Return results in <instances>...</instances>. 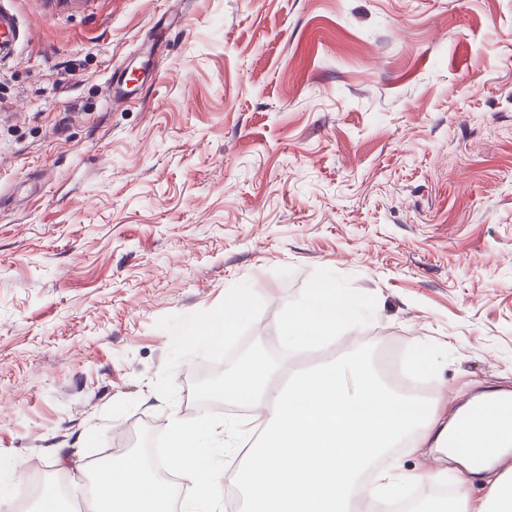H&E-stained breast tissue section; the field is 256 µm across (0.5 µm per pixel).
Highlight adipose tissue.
<instances>
[{"instance_id": "obj_1", "label": "adipose tissue", "mask_w": 512, "mask_h": 512, "mask_svg": "<svg viewBox=\"0 0 512 512\" xmlns=\"http://www.w3.org/2000/svg\"><path fill=\"white\" fill-rule=\"evenodd\" d=\"M346 365L358 376L351 393ZM222 394L250 408L238 427L263 432L238 481L243 512H353L349 490L381 451L407 436L439 446L447 435L432 405L397 392L355 351L283 388L272 386L267 365L246 362L225 373Z\"/></svg>"}]
</instances>
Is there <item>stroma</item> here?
I'll use <instances>...</instances> for the list:
<instances>
[{
    "instance_id": "stroma-1",
    "label": "stroma",
    "mask_w": 512,
    "mask_h": 512,
    "mask_svg": "<svg viewBox=\"0 0 512 512\" xmlns=\"http://www.w3.org/2000/svg\"><path fill=\"white\" fill-rule=\"evenodd\" d=\"M0 512L32 479L85 499L141 428L189 420L159 318L249 283V339L326 268L373 320L275 376L368 356L430 385L440 422L512 392V0H0ZM133 72L123 102L116 79ZM408 476L448 468L403 439Z\"/></svg>"
}]
</instances>
